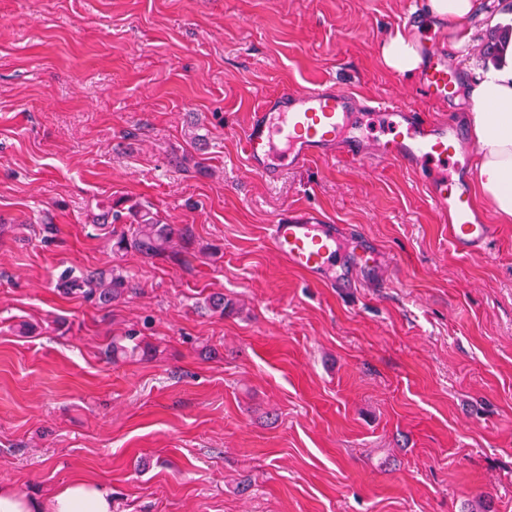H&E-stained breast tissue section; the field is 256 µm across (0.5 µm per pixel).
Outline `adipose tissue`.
I'll return each instance as SVG.
<instances>
[{
  "mask_svg": "<svg viewBox=\"0 0 512 512\" xmlns=\"http://www.w3.org/2000/svg\"><path fill=\"white\" fill-rule=\"evenodd\" d=\"M477 7L476 0H428L431 15L447 20L457 38L451 48L468 42L460 34ZM385 64L401 74H415L422 66L418 43L403 35L381 45ZM473 110L467 117L478 147L476 179L482 196L503 222L512 221V68L490 69L464 89ZM0 512H112V493L98 481L78 478L41 498L28 497L13 487H0Z\"/></svg>",
  "mask_w": 512,
  "mask_h": 512,
  "instance_id": "adipose-tissue-1",
  "label": "adipose tissue"
}]
</instances>
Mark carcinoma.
Here are the masks:
<instances>
[{
	"label": "carcinoma",
	"instance_id": "carcinoma-1",
	"mask_svg": "<svg viewBox=\"0 0 512 512\" xmlns=\"http://www.w3.org/2000/svg\"><path fill=\"white\" fill-rule=\"evenodd\" d=\"M512 42V27L501 30L485 46V54L496 56L503 53ZM128 232L121 233L113 244L117 252L134 249L149 257H166L173 247L177 230L166 224L158 215L136 203L127 208ZM63 290L68 295H78L110 303L128 289V280L112 271L77 274L69 269L61 274Z\"/></svg>",
	"mask_w": 512,
	"mask_h": 512
}]
</instances>
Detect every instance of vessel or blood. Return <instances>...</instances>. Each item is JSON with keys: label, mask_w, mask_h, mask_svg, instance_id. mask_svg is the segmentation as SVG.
I'll return each mask as SVG.
<instances>
[{"label": "vessel or blood", "mask_w": 512, "mask_h": 512, "mask_svg": "<svg viewBox=\"0 0 512 512\" xmlns=\"http://www.w3.org/2000/svg\"><path fill=\"white\" fill-rule=\"evenodd\" d=\"M427 98L447 101L459 73L449 67L442 47L431 46L419 73ZM363 101L330 83L267 98L255 112L244 135V149L252 174L274 181L286 169L303 167L315 156H348L364 162L386 163L426 173L436 210L448 223V239L463 254L484 249L492 236L471 202L468 185L444 174L443 167L467 154L465 134L455 122H427L413 107L391 104L386 119L393 138L367 139L351 130L355 111ZM275 254L289 267L336 288L361 274L379 285L387 257L367 240L351 242L342 228L326 223L315 212L288 217L267 228Z\"/></svg>", "instance_id": "1"}]
</instances>
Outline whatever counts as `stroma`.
Here are the masks:
<instances>
[{
	"instance_id": "35a3bbf8",
	"label": "stroma",
	"mask_w": 512,
	"mask_h": 512,
	"mask_svg": "<svg viewBox=\"0 0 512 512\" xmlns=\"http://www.w3.org/2000/svg\"><path fill=\"white\" fill-rule=\"evenodd\" d=\"M425 0H0V485L77 477L112 512H512V223L474 195L463 255L418 173L316 158L253 176L240 136L272 95L331 82L464 123L380 46L448 24ZM512 0H478L448 63L486 70ZM151 206L175 253H116L90 215ZM314 210L394 257L382 288L284 265ZM67 267L117 269L107 306ZM223 294L225 313L205 306ZM135 335L148 353L113 357ZM61 282L67 295H78L101 303H110L129 289L128 280L112 270L108 273L76 274L69 269L61 274Z\"/></svg>"
}]
</instances>
